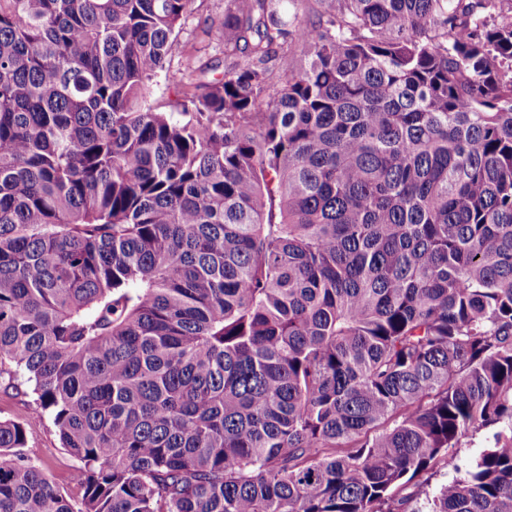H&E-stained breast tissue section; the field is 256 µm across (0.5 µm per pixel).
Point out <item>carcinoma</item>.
<instances>
[{"label": "carcinoma", "instance_id": "cac0c4a2", "mask_svg": "<svg viewBox=\"0 0 512 512\" xmlns=\"http://www.w3.org/2000/svg\"><path fill=\"white\" fill-rule=\"evenodd\" d=\"M195 2L0 0V512H512V0ZM204 21L214 25L224 21V0H197L195 12L182 25L180 41L193 45L197 51L191 65L204 70L195 72L196 81H208L224 73V55L204 33ZM186 62L179 56H176L170 62L169 68L162 73L152 84L149 101L152 105L160 107L164 112H175L177 118H183L175 107H171L177 97L175 87L182 79ZM33 408L31 396L12 388L6 389L0 382V419L25 424L27 447L23 448V453L42 463L50 480L61 490L73 497L80 496L72 480L77 461L62 448L58 433L49 420L32 421L27 425Z\"/></svg>", "mask_w": 512, "mask_h": 512}]
</instances>
